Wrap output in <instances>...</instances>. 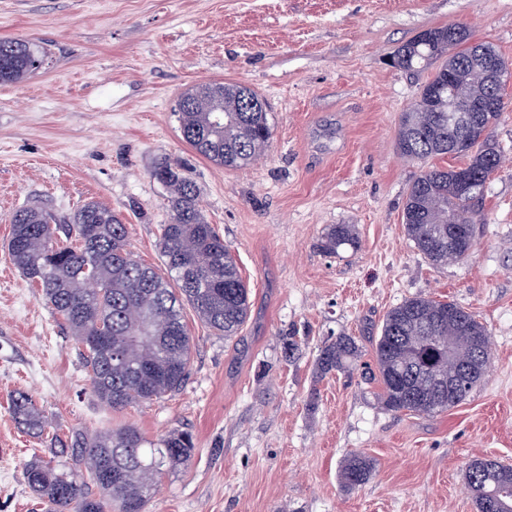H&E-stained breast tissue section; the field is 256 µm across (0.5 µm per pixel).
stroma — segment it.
Segmentation results:
<instances>
[{
  "label": "stroma",
  "instance_id": "stroma-1",
  "mask_svg": "<svg viewBox=\"0 0 512 512\" xmlns=\"http://www.w3.org/2000/svg\"><path fill=\"white\" fill-rule=\"evenodd\" d=\"M448 24L512 65V0H0V37L46 52L26 80L0 83V512H36L24 465L53 457L18 428V390L61 437L191 432L189 466L163 475L148 512H475L467 463L512 466V110L489 132L503 163L473 253L432 265L405 231L406 193L426 166L461 160L400 154L401 115L432 72L388 62ZM209 81L269 104V146L247 167L216 165L182 138L175 102ZM162 160L195 183L251 315L227 339L185 307L183 388L115 410L93 392L84 345L11 264L10 216L38 204L62 224L97 202L122 219L136 259L164 272L160 227L173 211L151 175ZM332 224L354 225L357 247L324 253ZM413 297L455 302L492 334L483 379L431 415L387 410L362 375L387 312ZM291 336L301 349L288 360ZM339 336L358 345L356 368L319 374L321 348ZM353 453L374 469L349 489L341 469Z\"/></svg>",
  "mask_w": 512,
  "mask_h": 512
}]
</instances>
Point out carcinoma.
<instances>
[{
    "label": "carcinoma",
    "mask_w": 512,
    "mask_h": 512,
    "mask_svg": "<svg viewBox=\"0 0 512 512\" xmlns=\"http://www.w3.org/2000/svg\"><path fill=\"white\" fill-rule=\"evenodd\" d=\"M453 59L435 71L419 97L402 113L398 138L400 154L410 160L457 156L449 142L460 137L448 127V72H463L480 52H495L471 41L459 25L417 35L393 55L392 65L414 71L447 55ZM44 51L24 39L0 38V83H17L35 73V61ZM258 95L247 87L206 82L178 99L180 131L199 155L228 168H244L267 149L271 125L266 103L251 109ZM497 146L485 140L466 153L465 170L471 176L464 195L451 190L455 167L429 168L409 187L403 219L408 237L436 266L463 258L448 249V219L477 224L484 191L496 172ZM152 176L169 191L173 218L163 225L160 248L167 276L133 258L126 244V225L112 209L96 202L84 204L71 223L59 228L37 206L16 210L10 219L8 254L14 266L37 284L43 301L61 316L83 343L85 364L96 396L114 409L145 403L175 393L183 386L191 359V344L184 322V305L219 335H237L250 313V296L224 239L205 219L196 185L166 161ZM357 245L350 224H331L320 247L337 253ZM94 280L98 287H86ZM430 323L432 340L413 347L403 338L416 335ZM491 333L476 317L453 301L424 297L404 300L386 315L373 344L375 367L382 385L380 399L393 412L429 415L461 403L487 368ZM359 347L340 337L322 347L320 372L353 366ZM460 364L459 393L451 400L432 401L407 396L403 385L417 372L448 369ZM13 418L26 434L41 438L49 427L44 412L29 393L17 391L10 404ZM60 458L53 465L37 454L24 466L27 485L47 505V512H146L161 476L185 467L192 458L194 439L187 431L173 430L149 440L127 426L89 434L73 431L54 441ZM372 461L360 454L342 466L348 488L366 483ZM466 483L477 494L476 512H512V467L493 459H474L466 469Z\"/></svg>",
    "instance_id": "cac0c4a2"
}]
</instances>
